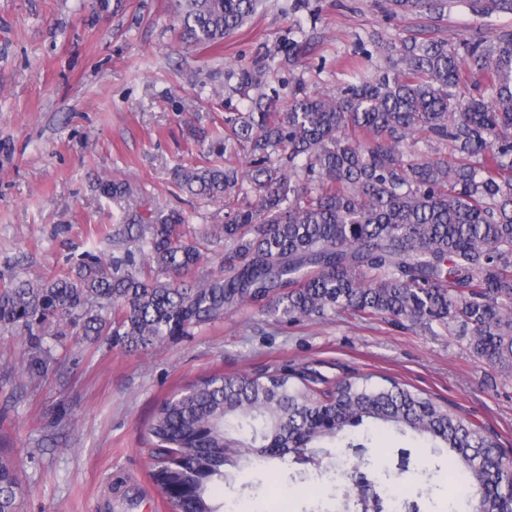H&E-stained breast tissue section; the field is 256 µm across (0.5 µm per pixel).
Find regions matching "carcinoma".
<instances>
[{
	"label": "carcinoma",
	"mask_w": 512,
	"mask_h": 512,
	"mask_svg": "<svg viewBox=\"0 0 512 512\" xmlns=\"http://www.w3.org/2000/svg\"><path fill=\"white\" fill-rule=\"evenodd\" d=\"M392 13L437 21L463 4L481 19L512 0H390ZM260 0H179L183 39L213 47L241 29ZM388 66L339 95H269L261 71L228 72L234 92L258 89L246 112L224 113L213 148L247 152L248 169L210 164L178 173L181 189L225 206L208 232L224 243L216 275L187 279L200 251L176 209L132 213L137 239L75 272L0 289V329L41 346L51 323L146 348L255 305L285 322L345 312L451 327L473 355L512 373V28L455 44L414 37L382 45ZM490 94L459 91L463 72ZM436 143L419 153L414 136ZM373 428L448 450L467 512H512V469L493 432L394 379L329 381L312 370L213 373L158 403L150 455L173 472L160 492L173 512H221L236 462L291 459L301 481L326 473L320 453L363 448ZM25 489L0 448V512H22ZM392 498L357 485L344 508L390 512Z\"/></svg>",
	"instance_id": "carcinoma-1"
}]
</instances>
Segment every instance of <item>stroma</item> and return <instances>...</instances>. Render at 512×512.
Masks as SVG:
<instances>
[{
	"mask_svg": "<svg viewBox=\"0 0 512 512\" xmlns=\"http://www.w3.org/2000/svg\"><path fill=\"white\" fill-rule=\"evenodd\" d=\"M512 27V15L472 17L456 7L442 21L391 16L389 0H262L252 19L218 47L179 37L176 0H0V287L69 272L86 254L111 258L129 211L184 213L203 233L224 206L183 193L177 169L216 163L199 131L246 111L248 96L224 89L236 64L336 94L349 69L385 59L374 39ZM296 62H288L289 53ZM107 179L130 197L101 195ZM42 358L47 368L29 373ZM320 361L343 378L393 377L446 401L512 448V373L493 369L454 331H427L379 317L284 323L246 306L145 350L113 346L61 326L32 348L0 330V433L26 489V512H169L149 476L145 433L155 405L198 376L258 374ZM401 497L420 512H445L458 485L448 453L390 433L366 449L399 474ZM269 476L239 469L227 497L263 503L294 485L296 467L270 462Z\"/></svg>",
	"mask_w": 512,
	"mask_h": 512,
	"instance_id": "obj_1",
	"label": "stroma"
}]
</instances>
